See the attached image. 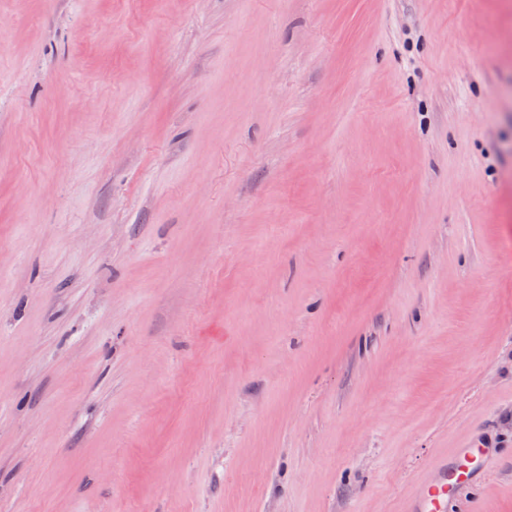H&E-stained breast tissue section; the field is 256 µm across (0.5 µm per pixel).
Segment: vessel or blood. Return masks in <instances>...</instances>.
Returning a JSON list of instances; mask_svg holds the SVG:
<instances>
[{
	"instance_id": "1",
	"label": "vessel or blood",
	"mask_w": 512,
	"mask_h": 512,
	"mask_svg": "<svg viewBox=\"0 0 512 512\" xmlns=\"http://www.w3.org/2000/svg\"><path fill=\"white\" fill-rule=\"evenodd\" d=\"M496 454V449L473 440L451 455L436 459L433 467L437 480L420 482L405 499L403 512H450L459 491L483 479Z\"/></svg>"
}]
</instances>
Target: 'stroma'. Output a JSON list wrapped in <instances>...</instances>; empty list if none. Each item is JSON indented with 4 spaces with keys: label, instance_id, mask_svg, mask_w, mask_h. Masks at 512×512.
Here are the masks:
<instances>
[{
    "label": "stroma",
    "instance_id": "stroma-1",
    "mask_svg": "<svg viewBox=\"0 0 512 512\" xmlns=\"http://www.w3.org/2000/svg\"><path fill=\"white\" fill-rule=\"evenodd\" d=\"M512 512V0H0V512ZM496 455L495 448L472 440L466 447L456 448L449 457L437 458L433 467L438 479L420 482L405 499L403 512H450L459 491L483 479Z\"/></svg>",
    "mask_w": 512,
    "mask_h": 512
}]
</instances>
